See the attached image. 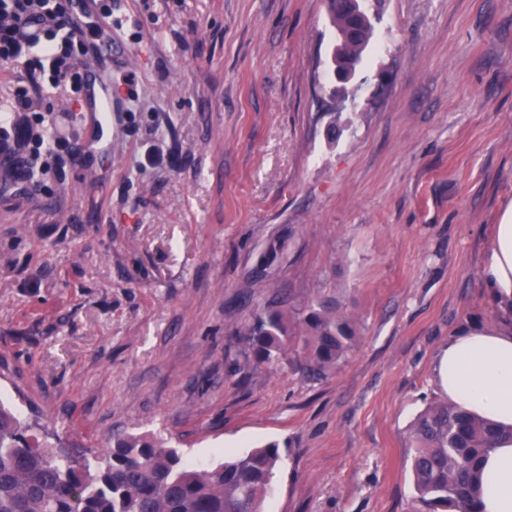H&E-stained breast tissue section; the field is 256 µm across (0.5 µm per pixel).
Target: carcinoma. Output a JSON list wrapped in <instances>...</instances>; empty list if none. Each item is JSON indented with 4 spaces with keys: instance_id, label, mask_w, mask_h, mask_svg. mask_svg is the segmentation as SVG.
<instances>
[{
    "instance_id": "carcinoma-1",
    "label": "carcinoma",
    "mask_w": 512,
    "mask_h": 512,
    "mask_svg": "<svg viewBox=\"0 0 512 512\" xmlns=\"http://www.w3.org/2000/svg\"><path fill=\"white\" fill-rule=\"evenodd\" d=\"M334 51L362 57L371 34L330 8ZM250 353L269 367L291 356L313 378L335 371L359 341L339 308L311 299L262 308L248 325ZM37 423L0 401V512H262L282 454L270 442L232 460L205 464L147 434H114L110 445L75 457L36 435ZM512 439L502 428L448 402L429 405L409 432L417 512H481L483 456Z\"/></svg>"
}]
</instances>
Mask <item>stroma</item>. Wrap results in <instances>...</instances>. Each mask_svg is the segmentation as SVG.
Returning <instances> with one entry per match:
<instances>
[{
	"label": "stroma",
	"mask_w": 512,
	"mask_h": 512,
	"mask_svg": "<svg viewBox=\"0 0 512 512\" xmlns=\"http://www.w3.org/2000/svg\"><path fill=\"white\" fill-rule=\"evenodd\" d=\"M112 10V141L51 89L0 181V398L65 451L154 433L205 463L278 442L266 512H411L409 425L449 336L504 321L483 279L512 205V0H370L332 97L328 0H92ZM338 304L360 340L313 379L247 360L258 310Z\"/></svg>",
	"instance_id": "1"
}]
</instances>
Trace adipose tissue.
I'll list each match as a JSON object with an SVG mask.
<instances>
[{
    "label": "adipose tissue",
    "mask_w": 512,
    "mask_h": 512,
    "mask_svg": "<svg viewBox=\"0 0 512 512\" xmlns=\"http://www.w3.org/2000/svg\"><path fill=\"white\" fill-rule=\"evenodd\" d=\"M485 277L500 307L512 311V206L493 228ZM436 372L450 402L512 426V325L471 328L449 337ZM481 477L482 512H512V441L484 457Z\"/></svg>",
    "instance_id": "obj_1"
}]
</instances>
